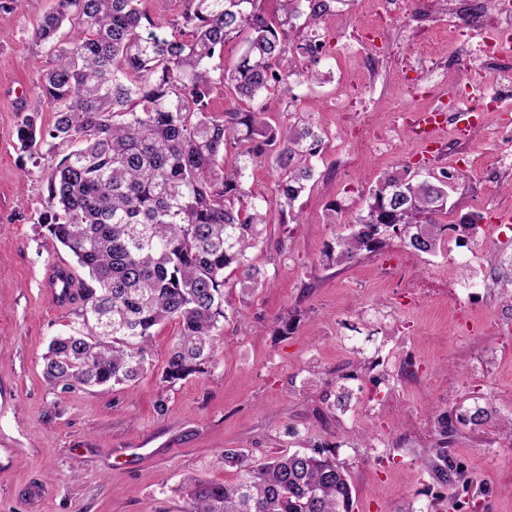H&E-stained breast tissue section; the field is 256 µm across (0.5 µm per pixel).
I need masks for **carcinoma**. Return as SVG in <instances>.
<instances>
[{
	"label": "carcinoma",
	"mask_w": 512,
	"mask_h": 512,
	"mask_svg": "<svg viewBox=\"0 0 512 512\" xmlns=\"http://www.w3.org/2000/svg\"><path fill=\"white\" fill-rule=\"evenodd\" d=\"M145 0H54L34 29L49 47L51 68L37 94L54 123L27 114L17 126L22 148L58 159L47 181V231L76 258L84 275L58 270L59 304L80 301L78 326L54 338L44 357L52 385L98 388L136 380L150 364L156 326L179 321L162 371L170 386L216 361L224 312V270L255 286L262 273L248 259L267 223L268 200L245 189L249 169L277 172L280 213L292 208L315 176L324 150L309 125H272L265 99L290 100L294 87L321 80L326 43L316 28L338 0H277L270 18L260 0H182L181 18L161 24ZM70 23L72 34L58 32ZM241 52L227 69L213 64L224 45ZM229 90L244 107L210 110V94ZM448 172L417 179L388 174L368 189L351 232L327 251L344 263L379 250L389 235L429 254L448 225ZM479 213L453 224L476 233ZM437 425L441 448L435 479L448 484V417ZM239 470L233 484L198 478L175 492L186 512H353L346 469L331 451L314 448L254 465L239 448L224 450Z\"/></svg>",
	"instance_id": "obj_1"
}]
</instances>
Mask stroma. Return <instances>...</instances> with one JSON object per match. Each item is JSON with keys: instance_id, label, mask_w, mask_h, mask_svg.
I'll list each match as a JSON object with an SVG mask.
<instances>
[{"instance_id": "stroma-1", "label": "stroma", "mask_w": 512, "mask_h": 512, "mask_svg": "<svg viewBox=\"0 0 512 512\" xmlns=\"http://www.w3.org/2000/svg\"><path fill=\"white\" fill-rule=\"evenodd\" d=\"M52 5L0 0V512H184L174 493L183 481L237 480L225 449L261 464L318 445L345 466L354 512H512V290L495 283L512 264V229L496 224L500 208L512 207V174L498 168L512 141L493 134L512 99L484 113L483 131L467 139L456 130L466 113L448 112L432 139L450 151L434 161L408 126L388 152L353 138L387 129L402 110L440 107L456 79L446 61L466 45L439 37L434 64L347 52L389 6L339 0L319 29L329 54L324 80L297 87L294 106L281 95L265 102L268 122L311 124L326 148L315 179L287 216L271 211L249 253L262 272L258 286L228 277L216 366L165 385L162 367L180 330L171 320L155 328L151 364L136 382L65 390L46 381L44 356L73 327L74 307L53 302L47 275L76 261L39 222L56 161L22 151L16 139L22 111L45 127L54 121L34 90L49 52L33 38ZM439 23L432 4L408 21L391 17V42L427 48ZM336 98L355 106L332 110ZM451 163L462 173L449 221L471 212L483 220L456 245L443 240L433 254L408 255L402 273L418 283L416 304L377 273L405 253L399 240L351 262L326 260L376 180ZM474 163L490 177H472ZM333 200L340 207L331 214ZM460 280L474 281V293L452 294ZM285 317L292 329L282 335ZM478 407L487 416L474 425ZM443 412L452 426L445 485L431 472Z\"/></svg>"}]
</instances>
